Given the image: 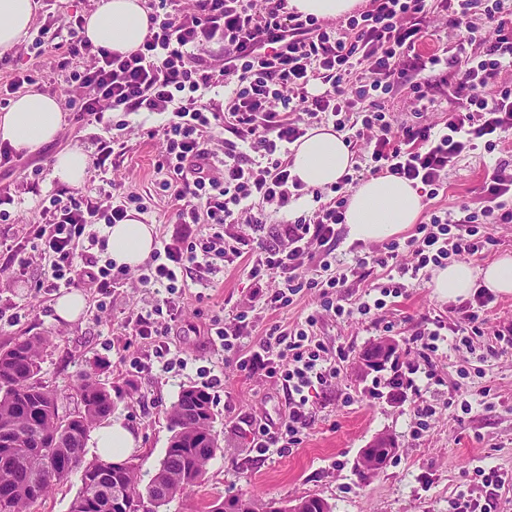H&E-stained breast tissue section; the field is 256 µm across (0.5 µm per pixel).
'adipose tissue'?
I'll list each match as a JSON object with an SVG mask.
<instances>
[{
	"instance_id": "ef3b65f1",
	"label": "adipose tissue",
	"mask_w": 512,
	"mask_h": 512,
	"mask_svg": "<svg viewBox=\"0 0 512 512\" xmlns=\"http://www.w3.org/2000/svg\"><path fill=\"white\" fill-rule=\"evenodd\" d=\"M35 0H0V48L20 43L27 36L35 12ZM84 35L97 47L128 53L138 49L147 34V11L142 0H98L85 16ZM64 122L56 99L28 92L17 97L0 114V141L36 151L55 140ZM352 165V153L333 128L310 130L293 153V175L309 188L334 184ZM421 199L415 188L394 176L373 177L352 193L346 211L350 240L377 242L401 233L415 223ZM108 255L119 267L132 268L149 257L155 246L153 225L138 219L106 228ZM512 294V257L502 256L482 269L457 262L436 272L432 286L441 296L467 297L472 288ZM91 444L102 458H117L136 445L133 433L122 420L98 425Z\"/></svg>"
}]
</instances>
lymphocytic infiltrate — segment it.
<instances>
[{
	"label": "lymphocytic infiltrate",
	"mask_w": 512,
	"mask_h": 512,
	"mask_svg": "<svg viewBox=\"0 0 512 512\" xmlns=\"http://www.w3.org/2000/svg\"><path fill=\"white\" fill-rule=\"evenodd\" d=\"M148 0V32L139 48L122 55L93 46L74 17L67 35L43 25L34 40L39 54L54 59L65 81L82 90L67 101L68 111L95 123L101 134L92 155V173L111 171L127 151L129 125L113 113L163 112V151L155 171L177 203L175 223L185 232L155 250L141 269L147 288H165L163 301L125 316L123 329L139 337L145 359L131 361L135 372L161 366L169 370L165 341L181 312L184 281L219 273L240 254L245 241L225 239V225L245 215L247 223L267 221L265 204L288 208L305 186L291 174L285 156L311 126L329 123L345 135L348 147L367 152L330 188L309 216L288 226V245L265 249L249 274L254 297L271 309L292 304L303 289L325 285L324 305L338 316L369 315L385 307L386 297L401 294L407 281L419 279L428 266L446 265L450 256L482 258L493 237V224H512V155L499 158L482 187L483 205L431 210L406 241L390 240L371 254L356 257L348 272L325 281L302 277L298 268L307 249L330 269L336 227L344 223L347 196L359 181L395 176L422 186L436 199L451 166L476 150L491 153L512 142V0H370L367 10L333 28L288 7V0ZM440 17L449 32H462L454 54L425 53L430 20ZM224 45L221 65L204 51L212 41ZM441 71L448 88V108L441 127L416 121L392 126L385 102L409 91L427 99L431 72ZM323 90L313 94L312 82ZM233 85L225 108H202L198 102L213 87ZM227 132L223 152L212 142ZM143 196L132 190H106L102 184L74 191H51L42 197L22 241L6 246L0 273L18 280L29 266L25 251L39 253L38 287L93 290L99 302L112 300L123 287L126 271L101 260L108 248L101 226L119 224L130 213H147ZM374 265L394 272L379 298L344 306L342 287L349 274ZM279 276L281 286L262 284ZM317 318L308 315L292 329L273 326L257 350L241 353L244 327H218L214 334L226 352L236 353L239 369L281 380L288 393V413L280 422H254L252 450L295 446L312 413L306 389L331 385L339 376L343 349H330L316 337Z\"/></svg>",
	"instance_id": "obj_1"
}]
</instances>
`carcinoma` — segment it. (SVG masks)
<instances>
[{"label": "carcinoma", "instance_id": "obj_1", "mask_svg": "<svg viewBox=\"0 0 512 512\" xmlns=\"http://www.w3.org/2000/svg\"><path fill=\"white\" fill-rule=\"evenodd\" d=\"M45 336H23L0 347V512H30L72 475L81 486L69 512H112V498L122 497L133 512L150 506L159 512L175 497L204 480L210 459L220 449L213 431L209 394L183 388L169 411L173 435L145 490L139 488V466L133 460L120 471L112 462L86 459L90 430L112 413V387L94 372L79 375L75 387L80 408L71 419L59 411L55 390L40 381ZM299 502L307 512H332L318 496ZM238 512H267V503L232 498Z\"/></svg>", "mask_w": 512, "mask_h": 512}]
</instances>
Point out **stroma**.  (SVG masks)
<instances>
[{"label":"stroma","mask_w":512,"mask_h":512,"mask_svg":"<svg viewBox=\"0 0 512 512\" xmlns=\"http://www.w3.org/2000/svg\"><path fill=\"white\" fill-rule=\"evenodd\" d=\"M19 64L34 70L37 91L61 103L79 97L78 89L54 74L53 60L38 55L31 42L16 45L9 55L0 49V79ZM127 120L133 129L128 150L110 178L146 197L151 211L145 223L154 225L157 239H172L182 227L169 223V193L154 172L163 148L154 131L164 117L138 112ZM97 133V128L65 113L55 141L27 153L26 159L36 164L75 148L93 153ZM495 161V155L484 152L452 167L448 187L433 200V208L452 209L464 201L480 208L481 186ZM0 184L10 186L20 200L13 223H0V240H17L27 233L38 193L54 190L58 183L47 170L36 186L18 174L0 178ZM258 255L254 246L244 247L242 256L221 272L189 284L181 315L167 338L174 363L170 372L156 368L137 373L129 366L145 348L139 337L125 334L119 322L123 313L139 311L152 299L135 268L112 305L100 306L92 291H85L86 309L71 323L54 313L57 293L37 287V268H30L22 282L0 278V345L21 336L49 338L40 377L57 391L61 413L78 408L75 384L80 372L95 371L111 385L112 416L135 434L137 446L131 455L145 482L168 446L167 412L181 389L208 388L221 449L209 461L202 484L160 512H208L211 503L240 496L283 502L309 495L325 499L333 512H452L458 494L484 500L481 471L496 469L512 476V345L494 338L498 329L512 326L511 294H495L485 312L484 334L474 337L472 350L466 352L457 350L454 330L468 301L441 297L431 286L433 268H426L400 297L387 298L383 309L347 319L322 311L318 288L304 289L288 307H261L253 298L255 285L248 274ZM314 312L319 315L318 338L346 351L340 375L332 386L308 390L313 421L300 445L256 456L239 431L250 430L256 416L279 421L288 410V395L281 383L238 369L233 355L207 330L245 318L249 334L241 349L248 352L256 349L270 326L291 328ZM438 325L445 340L428 363L420 355L417 336ZM382 336L398 340L400 369L414 373L415 385L399 405L377 396L372 377L361 375L356 365L358 353ZM423 402L435 413L421 433L417 407ZM381 433L394 438L398 456L383 471L360 478L354 461Z\"/></svg>","instance_id":"obj_1"}]
</instances>
